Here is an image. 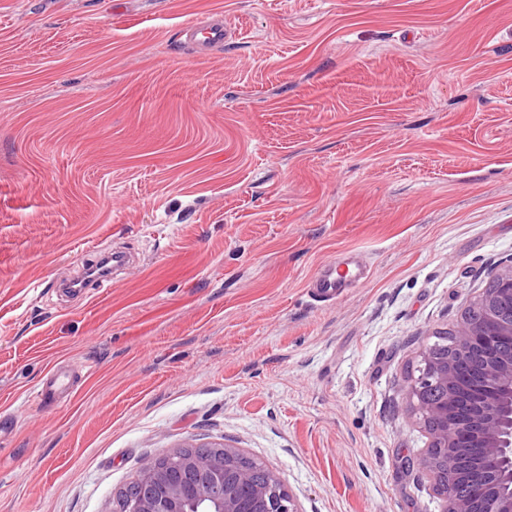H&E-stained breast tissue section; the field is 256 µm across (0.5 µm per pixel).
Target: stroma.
I'll return each mask as SVG.
<instances>
[{
    "label": "stroma",
    "instance_id": "35a3bbf8",
    "mask_svg": "<svg viewBox=\"0 0 512 512\" xmlns=\"http://www.w3.org/2000/svg\"><path fill=\"white\" fill-rule=\"evenodd\" d=\"M510 264L512 0H0V512H118L224 443L299 512H441L403 395ZM183 35H185L186 40L192 44L219 48L224 46L228 32L224 29V23L222 22L203 26L189 25L183 29ZM339 261L335 258L324 261L318 272L311 278L308 288L318 298L330 300L341 294L340 289L345 288L349 282H358L365 278L366 267L358 262L347 265L344 274L338 272Z\"/></svg>",
    "mask_w": 512,
    "mask_h": 512
}]
</instances>
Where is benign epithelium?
Masks as SVG:
<instances>
[{
    "mask_svg": "<svg viewBox=\"0 0 512 512\" xmlns=\"http://www.w3.org/2000/svg\"><path fill=\"white\" fill-rule=\"evenodd\" d=\"M457 324L451 344L419 353V375L404 394L409 415L428 435L426 451L401 457L406 472L430 477L441 512H512V264L497 272ZM212 455L181 450L164 457L173 476L153 465L135 478L141 492L121 512H298L289 491L264 464L237 448L212 446Z\"/></svg>",
    "mask_w": 512,
    "mask_h": 512,
    "instance_id": "7a95c632",
    "label": "benign epithelium"
}]
</instances>
